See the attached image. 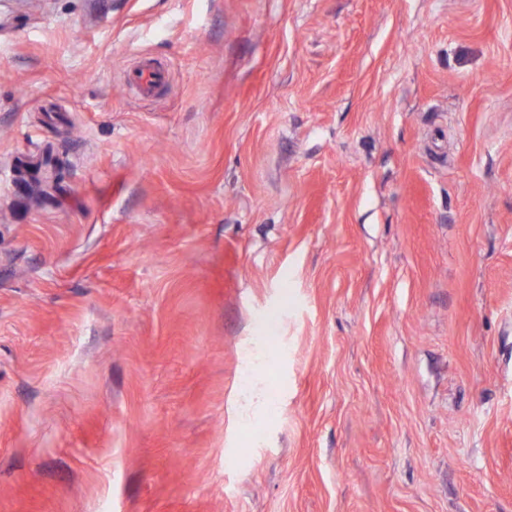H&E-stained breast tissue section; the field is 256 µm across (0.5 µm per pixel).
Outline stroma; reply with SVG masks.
<instances>
[{
	"label": "stroma",
	"instance_id": "1",
	"mask_svg": "<svg viewBox=\"0 0 512 512\" xmlns=\"http://www.w3.org/2000/svg\"><path fill=\"white\" fill-rule=\"evenodd\" d=\"M105 505L512 512V0H0V512Z\"/></svg>",
	"mask_w": 512,
	"mask_h": 512
}]
</instances>
